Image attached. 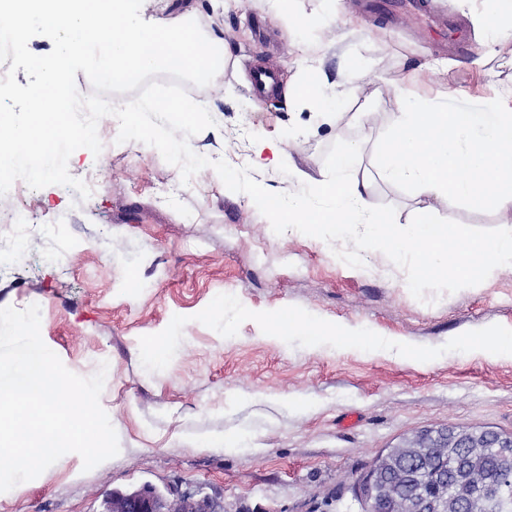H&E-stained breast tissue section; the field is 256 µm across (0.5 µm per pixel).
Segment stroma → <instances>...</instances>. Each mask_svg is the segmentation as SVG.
Wrapping results in <instances>:
<instances>
[{
	"label": "stroma",
	"mask_w": 512,
	"mask_h": 512,
	"mask_svg": "<svg viewBox=\"0 0 512 512\" xmlns=\"http://www.w3.org/2000/svg\"><path fill=\"white\" fill-rule=\"evenodd\" d=\"M481 0H418L392 19L370 0H144L143 19L195 20L223 37V93L194 87L214 127L193 151L250 167L268 191L326 180L336 141L358 143L370 205L408 225L420 213L482 228L512 213L421 199L383 180L374 160L400 118L395 86L414 75L425 97L484 104L512 89V30H485ZM467 19L473 38L449 56L433 18ZM307 16L312 25L295 19ZM318 101L294 96L309 68ZM276 72L266 97L251 70ZM98 123L100 154L78 150L70 174L96 178L88 199L61 185L0 196V308L38 305L41 337L72 372L108 374L100 397L120 452L91 471L68 453L34 480L0 493V512H98L143 484L203 489L224 512H360L351 490L371 459L429 427L512 432V356L487 358L460 339L512 333V270L477 287L416 300L406 273L367 251L353 268L320 239L275 234L252 199L214 169L182 183L178 167L140 142L117 143ZM23 213L30 235L10 220ZM288 307L369 336L429 350L419 361L359 342L272 341L261 317ZM168 338L169 353L151 351Z\"/></svg>",
	"instance_id": "stroma-1"
}]
</instances>
